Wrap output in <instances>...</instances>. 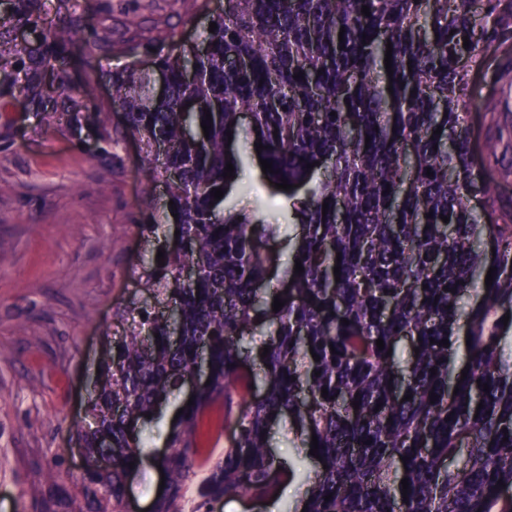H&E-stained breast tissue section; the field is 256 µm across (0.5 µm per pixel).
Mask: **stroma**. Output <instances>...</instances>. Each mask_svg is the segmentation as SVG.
Here are the masks:
<instances>
[{
    "instance_id": "1",
    "label": "stroma",
    "mask_w": 512,
    "mask_h": 512,
    "mask_svg": "<svg viewBox=\"0 0 512 512\" xmlns=\"http://www.w3.org/2000/svg\"><path fill=\"white\" fill-rule=\"evenodd\" d=\"M224 0L202 11L198 0H39L45 24L82 13L72 57L50 65L58 88L35 103H18L20 62L43 54V26L30 24L15 0H0V512H46L56 489L77 497L82 457L73 446L88 389L97 377L115 309L136 288L142 262L160 243L143 236L148 212L166 209L150 184L135 138L119 109L109 107L113 68L151 58L161 32L196 40ZM90 53L106 103L96 123L74 131L64 110L83 107L85 73L76 58ZM494 112L472 111L473 143L499 142L485 157L498 181L512 183V74H482ZM39 489L40 498L27 496Z\"/></svg>"
}]
</instances>
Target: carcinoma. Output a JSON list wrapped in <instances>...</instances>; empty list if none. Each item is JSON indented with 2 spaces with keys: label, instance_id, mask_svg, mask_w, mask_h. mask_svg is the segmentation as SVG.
Segmentation results:
<instances>
[{
  "label": "carcinoma",
  "instance_id": "cac0c4a2",
  "mask_svg": "<svg viewBox=\"0 0 512 512\" xmlns=\"http://www.w3.org/2000/svg\"><path fill=\"white\" fill-rule=\"evenodd\" d=\"M212 22L192 85L183 73L194 46L165 50L177 42L174 31L154 38L163 94L136 61L112 72V104L138 139L151 181L173 202L162 219L149 214L142 233L175 216L180 234L162 246L164 265L140 268L137 285L150 299L135 292L114 312L126 328L106 343L87 393L91 424L75 432L88 459L107 454L112 466L76 477L78 512H124L127 478L147 461L165 475L154 512H217L245 495L277 499L283 478L297 476L305 512H512L503 494L512 489V362L504 357L512 197L500 195L484 164L497 142L486 140L476 156L468 123L472 109L497 108L474 89L489 57L507 60L495 73L512 72V0H485L480 12L475 0H224ZM80 26L70 16L51 28L45 56L33 62L36 77L19 86L22 100L43 95L47 56L64 53ZM233 58L246 66H228ZM207 111L209 137L188 136L191 127L202 131ZM244 111L253 114L248 125ZM257 156L272 163L260 178L284 208L283 225L229 199ZM283 179L293 189L275 188ZM214 188L223 190L218 201ZM283 227L295 243L281 263L268 245ZM187 268L193 276L185 279ZM468 293L476 301L464 307ZM276 296L284 306L274 312ZM170 305L179 310L178 336ZM257 335L267 337L264 358L254 352ZM461 336L470 345L460 347ZM402 339L413 353L399 381ZM201 359L210 384L193 405H178L167 451L145 454L139 423L162 417ZM252 365L264 375L261 395ZM216 406L231 434L218 453L206 448L201 427ZM283 417L300 435L302 464L270 449L269 429ZM314 436L317 458L308 453ZM463 450V465L451 467Z\"/></svg>",
  "mask_w": 512,
  "mask_h": 512
}]
</instances>
